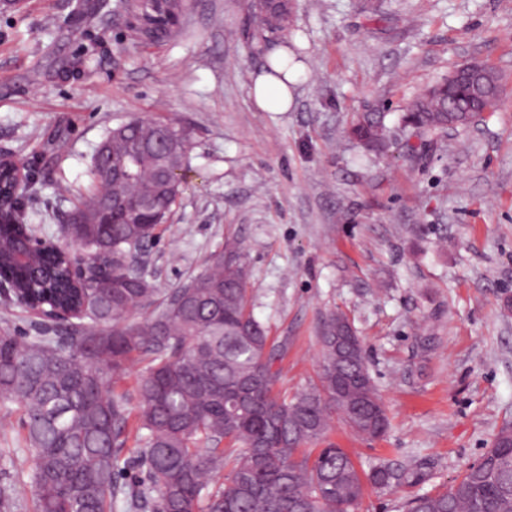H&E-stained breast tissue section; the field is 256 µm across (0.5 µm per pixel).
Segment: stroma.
Masks as SVG:
<instances>
[{"mask_svg": "<svg viewBox=\"0 0 512 512\" xmlns=\"http://www.w3.org/2000/svg\"><path fill=\"white\" fill-rule=\"evenodd\" d=\"M92 7L94 23L74 26ZM182 23L184 36L143 41L121 0L0 5V153L33 171L25 221L59 237L109 129L187 127L181 195L139 256L156 299L236 244L288 396L317 382L323 320L346 313L389 428L367 439L335 414L324 440L364 469L414 468L416 483L368 490L359 509L407 512L512 425V0H293L289 33L271 39L301 48L287 112L250 96L265 60L249 0H193ZM474 61L506 77L496 110L408 136V101ZM374 110L396 136L377 154L348 135Z\"/></svg>", "mask_w": 512, "mask_h": 512, "instance_id": "obj_1", "label": "stroma"}]
</instances>
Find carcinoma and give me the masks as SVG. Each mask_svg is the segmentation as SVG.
I'll return each mask as SVG.
<instances>
[{"label": "carcinoma", "instance_id": "1", "mask_svg": "<svg viewBox=\"0 0 512 512\" xmlns=\"http://www.w3.org/2000/svg\"><path fill=\"white\" fill-rule=\"evenodd\" d=\"M142 21L136 37L181 34L178 0H123ZM252 40L288 30L290 3L250 0ZM481 92L451 73L407 107L404 128L434 138L465 127L470 113L493 111L501 75ZM351 134L370 149L392 139L381 112L356 116ZM189 137L172 120L137 119L110 129L96 150L90 184L62 225L63 235L91 262L73 281L67 256L56 250L29 263L16 260L12 225L0 222L3 273L21 304L81 313L78 321L38 323L22 336L0 321V406L20 405L22 447L0 448V470L28 490L0 483V512H357L367 488L386 490L416 479L411 469L380 462L367 470L333 444L311 448L340 413L357 434L377 438L388 427L362 344L340 361L336 336L344 315L323 323L318 383L291 398L274 391L279 349L249 309L244 255H214L208 268L172 291L142 319L155 288L138 252L168 222L179 191L163 176L183 170ZM151 203L144 223L110 221L112 199ZM142 370L134 390L121 388L132 365ZM139 435L145 475L120 483L130 422ZM233 447L222 446L224 441ZM409 512H512V429L502 428L481 460L444 492L419 494Z\"/></svg>", "mask_w": 512, "mask_h": 512}]
</instances>
